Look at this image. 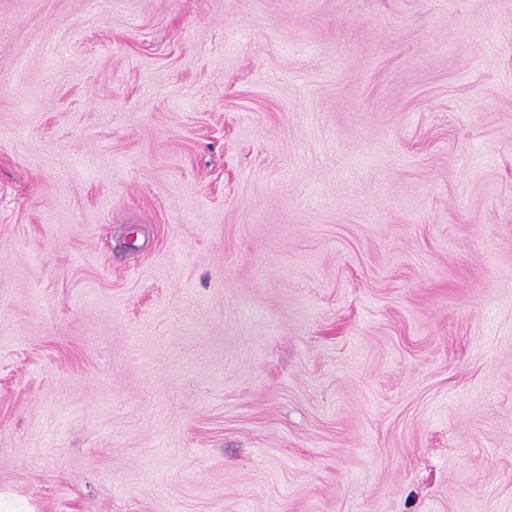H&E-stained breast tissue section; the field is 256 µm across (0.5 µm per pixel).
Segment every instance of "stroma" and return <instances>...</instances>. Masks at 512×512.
<instances>
[{"instance_id":"stroma-1","label":"stroma","mask_w":512,"mask_h":512,"mask_svg":"<svg viewBox=\"0 0 512 512\" xmlns=\"http://www.w3.org/2000/svg\"><path fill=\"white\" fill-rule=\"evenodd\" d=\"M0 512H512V0H0Z\"/></svg>"}]
</instances>
